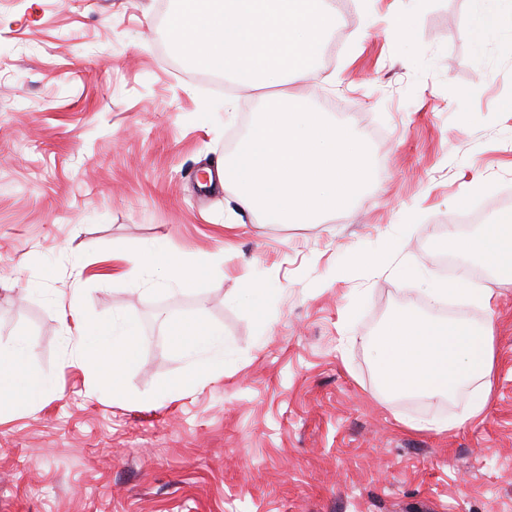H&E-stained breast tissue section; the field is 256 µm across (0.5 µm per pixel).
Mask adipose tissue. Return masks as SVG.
Listing matches in <instances>:
<instances>
[{
    "label": "adipose tissue",
    "instance_id": "obj_1",
    "mask_svg": "<svg viewBox=\"0 0 512 512\" xmlns=\"http://www.w3.org/2000/svg\"><path fill=\"white\" fill-rule=\"evenodd\" d=\"M469 18L476 49L494 35L512 32V0H477ZM457 252L474 256L496 277L512 278V213L503 214L491 232L478 236H454ZM150 272L174 278L184 289L194 287L196 272L175 255L150 252L146 265H134L133 274ZM173 345L192 355L195 370L214 374L223 371L224 359L215 350L223 343L222 331L200 323L173 322ZM493 329L472 327L458 321L422 319L401 315L384 329L376 345L378 367L385 386L393 392L427 396H452L466 381L487 377L493 368ZM78 357L92 365L113 394L125 393L126 372L134 362L140 343L136 323L116 319L86 329L74 326ZM28 344L0 354V405L33 408L44 397L43 384L27 368Z\"/></svg>",
    "mask_w": 512,
    "mask_h": 512
}]
</instances>
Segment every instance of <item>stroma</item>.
<instances>
[{
    "instance_id": "35a3bbf8",
    "label": "stroma",
    "mask_w": 512,
    "mask_h": 512,
    "mask_svg": "<svg viewBox=\"0 0 512 512\" xmlns=\"http://www.w3.org/2000/svg\"><path fill=\"white\" fill-rule=\"evenodd\" d=\"M475 7L348 0L288 90L358 133L371 181L349 211L277 224L200 187L266 101L174 51V0H0V350L27 342L48 382L0 412V512H512V284L484 272L494 302L462 305L493 327L490 384L394 393L373 350L395 315L432 317L449 224L479 204L470 231H491L512 186V33L476 55ZM152 244L195 287L130 275ZM115 317L142 339L122 398L71 341ZM176 320L224 332L223 374L180 395L161 391L194 364Z\"/></svg>"
}]
</instances>
